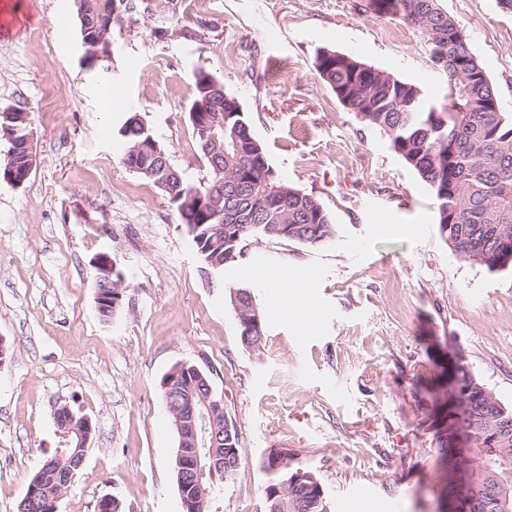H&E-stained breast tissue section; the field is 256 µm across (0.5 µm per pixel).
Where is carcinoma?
Listing matches in <instances>:
<instances>
[{"mask_svg":"<svg viewBox=\"0 0 512 512\" xmlns=\"http://www.w3.org/2000/svg\"><path fill=\"white\" fill-rule=\"evenodd\" d=\"M441 0H367L365 10L391 17L421 30L429 61L439 57L448 44L456 48V61L440 70L453 82L448 87V104L438 109L429 104L420 87L401 81L390 73L362 68L364 62L334 50L317 51L315 67L337 100L368 126L383 133L392 149L430 189L437 210L440 235L466 261L503 269L512 261L502 259L504 241L512 243V115L495 109V86L473 51L469 35L448 15ZM94 8L92 20L98 34L112 37L120 22V9H129L126 0H80ZM215 77L201 73L196 99L209 98L211 110L227 112L224 119V153L205 151L200 132H195L206 174L198 183L188 182L170 162L164 149H155L150 131L138 121L126 118L119 129L125 143L123 165L161 189L176 206L181 223L194 228L192 235L198 254L215 274L242 257L254 238L304 245L331 240L335 227L323 205L312 195L288 186L268 163L261 143L238 111V101L225 93L203 91ZM455 150L448 151V143ZM138 149V153L130 149ZM215 192L221 207L238 215L234 224H218L212 214L190 202L195 190ZM290 229L289 236L277 234ZM96 289L109 296L126 293L124 275L115 267L96 271ZM459 381L473 388L467 396L468 408L461 414L448 412V429L466 435L483 449L486 458L499 459L505 451L512 456V408L486 390L465 366L458 370ZM176 384L180 394L162 389L163 400L176 417L189 409L200 411L202 397L209 388L195 374H183ZM224 417L198 423L194 453L204 458L212 451L239 447L237 430L224 435ZM448 463V492L454 491V472L462 468L480 484L484 480L481 462L458 456L453 448L443 452ZM234 479L232 474L215 473L202 479L205 494L184 512H209L210 493L215 481ZM275 485L288 492L289 508L283 512H324L326 501L313 504L322 486L308 470L288 472Z\"/></svg>","mask_w":512,"mask_h":512,"instance_id":"1","label":"carcinoma"}]
</instances>
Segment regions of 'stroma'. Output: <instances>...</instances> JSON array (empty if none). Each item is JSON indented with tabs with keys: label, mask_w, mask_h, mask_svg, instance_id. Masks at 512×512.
<instances>
[{
	"label": "stroma",
	"mask_w": 512,
	"mask_h": 512,
	"mask_svg": "<svg viewBox=\"0 0 512 512\" xmlns=\"http://www.w3.org/2000/svg\"><path fill=\"white\" fill-rule=\"evenodd\" d=\"M112 31L110 73L88 66L76 0H0V110L31 116L36 165L0 181V512H16L57 445L54 410L87 414L93 438L57 512H182L177 435L161 381L175 366L206 371L234 421L235 478L212 512H265L280 477L270 457L319 479L328 512L358 495L390 512H446L448 361L460 358L512 406V271L461 258L439 234L430 191L387 137L336 99L315 68L329 48L419 85L447 103L418 28L363 11V0H131ZM465 28L512 114V14L495 0H442ZM403 29L392 42L384 29ZM234 50L225 61V47ZM218 77L288 185L315 196L335 237L320 245L255 239L223 275L210 273L160 189L142 205L125 186L119 128L139 113L171 162L205 173L188 110L196 76ZM123 90L103 111L99 84ZM109 255L129 288L118 313L97 311L95 269ZM307 272L281 312L256 288L266 323L242 347L229 302L239 270Z\"/></svg>",
	"instance_id": "stroma-1"
}]
</instances>
